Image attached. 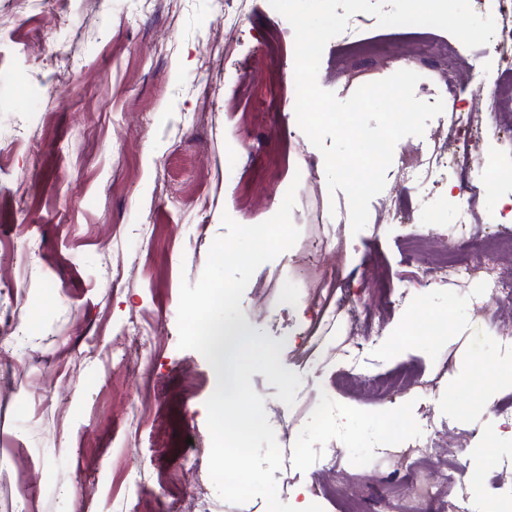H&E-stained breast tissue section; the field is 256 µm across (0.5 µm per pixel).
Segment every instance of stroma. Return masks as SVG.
I'll use <instances>...</instances> for the list:
<instances>
[{
    "label": "stroma",
    "instance_id": "obj_1",
    "mask_svg": "<svg viewBox=\"0 0 512 512\" xmlns=\"http://www.w3.org/2000/svg\"><path fill=\"white\" fill-rule=\"evenodd\" d=\"M228 10L241 19L238 38L208 44ZM273 31L293 74L294 32L269 0H0V316L23 332L0 344V512H267L260 496L223 501L210 479L205 403L216 376L200 353L179 349L177 309L181 283L198 281L224 232L223 215L243 225L272 217L316 152L294 113L277 108L295 99L292 82L247 91L234 79L265 58ZM357 37L411 59L416 96L443 99L445 111L423 136L396 144L360 232L345 193L329 195L325 171L300 184L297 243L245 289L239 329L283 342L281 364L302 380L289 407L263 374L250 377L283 454L279 497L341 512L346 494L370 512H400L385 452L429 436L440 450L427 472L457 479L439 486V501L463 492L474 512H512V435L494 413L512 402V381L484 386L485 374L512 363V337L498 332L512 322V298L490 294L479 277L424 278L407 249L424 232L432 250H452L448 231L470 183L479 186L474 238L512 233V181L488 175L512 168V96L489 108L465 95L496 75L493 44L470 49L430 26L372 24ZM349 68L372 82L395 71L332 38L319 85L348 99L358 87ZM204 98L212 110L202 117ZM458 109L477 120L485 171L454 163ZM424 146L443 167L403 181L402 158ZM330 236L344 252L326 245ZM313 244L324 245L325 264L341 265L368 329H352L340 292L307 308L301 258ZM380 277L402 301L379 304ZM353 334L363 342L356 366L342 351ZM125 346L141 347L147 366L122 362ZM406 366L431 384L430 396L372 391V380ZM464 367L471 391L458 397L450 387ZM480 445L488 454L477 455ZM330 455L332 469L322 465Z\"/></svg>",
    "mask_w": 512,
    "mask_h": 512
}]
</instances>
